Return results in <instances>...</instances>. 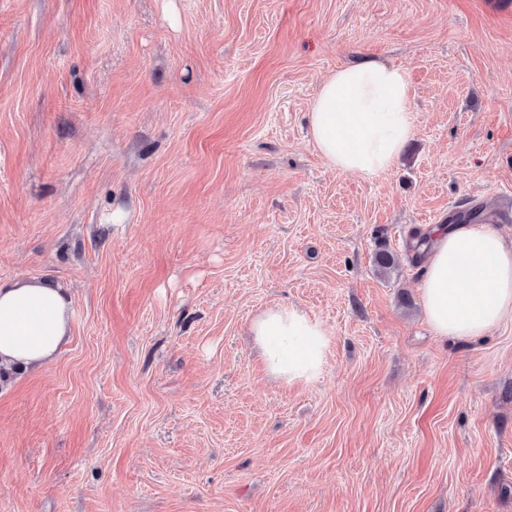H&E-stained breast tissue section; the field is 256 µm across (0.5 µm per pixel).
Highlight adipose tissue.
<instances>
[{
	"label": "adipose tissue",
	"mask_w": 512,
	"mask_h": 512,
	"mask_svg": "<svg viewBox=\"0 0 512 512\" xmlns=\"http://www.w3.org/2000/svg\"><path fill=\"white\" fill-rule=\"evenodd\" d=\"M309 131L332 168L359 176L389 169L413 134L405 71L373 59L338 68L317 92ZM432 239L420 288L437 335L480 337L512 318V245L476 224L436 225ZM68 310L51 282L0 283V371L11 377L52 361L69 333ZM251 332L271 375L293 383L319 372L325 333L301 309H268Z\"/></svg>",
	"instance_id": "1"
}]
</instances>
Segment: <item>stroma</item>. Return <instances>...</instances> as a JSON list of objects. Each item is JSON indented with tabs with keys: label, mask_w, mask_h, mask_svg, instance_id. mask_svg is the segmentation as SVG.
<instances>
[{
	"label": "stroma",
	"mask_w": 512,
	"mask_h": 512,
	"mask_svg": "<svg viewBox=\"0 0 512 512\" xmlns=\"http://www.w3.org/2000/svg\"><path fill=\"white\" fill-rule=\"evenodd\" d=\"M364 58L413 123L371 177L308 126ZM474 205L512 241L505 0H0V281L71 306L0 385V512H512V321L435 335L409 249ZM278 305L310 381L248 332ZM251 332L271 375L288 384L308 380L319 372L325 333L301 309H268L252 321Z\"/></svg>",
	"instance_id": "1"
}]
</instances>
